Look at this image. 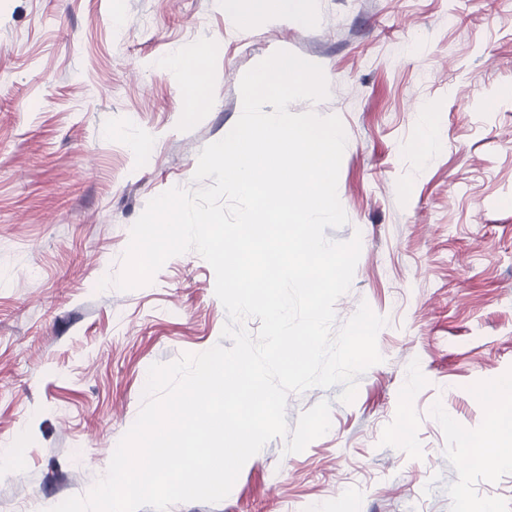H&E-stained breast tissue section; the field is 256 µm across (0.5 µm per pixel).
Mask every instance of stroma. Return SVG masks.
Listing matches in <instances>:
<instances>
[{"label":"stroma","mask_w":512,"mask_h":512,"mask_svg":"<svg viewBox=\"0 0 512 512\" xmlns=\"http://www.w3.org/2000/svg\"><path fill=\"white\" fill-rule=\"evenodd\" d=\"M311 20L235 27L220 0H0V512L86 495L137 419L151 365L215 345L227 312L195 251L146 285L125 265L148 202L194 188L201 150L242 112L243 74L278 50L320 65L338 116L337 193L361 238L336 325L368 304L382 357L289 394L329 431L269 441L222 501L169 512H512V466L472 464L512 374V0H309ZM209 54L199 84L173 56ZM207 104L191 112L194 96ZM437 145L423 151L425 126ZM485 402L494 407L505 403L512 404V375H505L497 379L485 391Z\"/></svg>","instance_id":"obj_1"}]
</instances>
